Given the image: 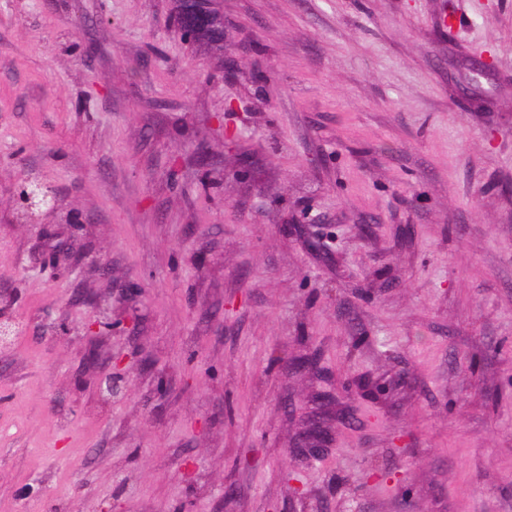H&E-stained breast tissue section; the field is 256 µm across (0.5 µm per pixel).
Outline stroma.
Returning <instances> with one entry per match:
<instances>
[{
    "instance_id": "1",
    "label": "stroma",
    "mask_w": 512,
    "mask_h": 512,
    "mask_svg": "<svg viewBox=\"0 0 512 512\" xmlns=\"http://www.w3.org/2000/svg\"><path fill=\"white\" fill-rule=\"evenodd\" d=\"M214 8L0 0V512H512V0ZM58 202V197L53 190L40 181H33L32 177L23 181L16 194V204L30 213V216H33L35 211L54 212Z\"/></svg>"
}]
</instances>
